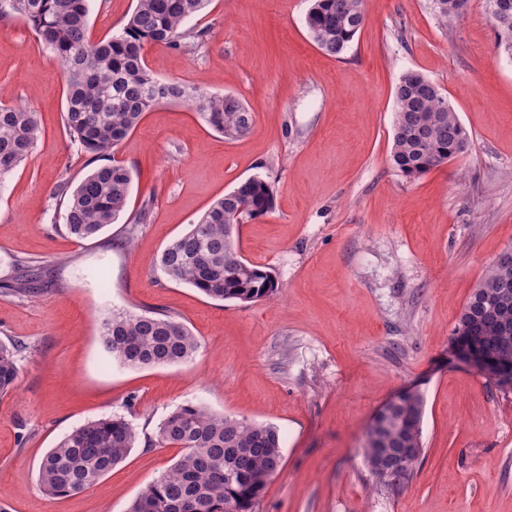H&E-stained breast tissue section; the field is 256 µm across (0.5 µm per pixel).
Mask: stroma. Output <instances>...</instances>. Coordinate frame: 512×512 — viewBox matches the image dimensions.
<instances>
[{"mask_svg":"<svg viewBox=\"0 0 512 512\" xmlns=\"http://www.w3.org/2000/svg\"><path fill=\"white\" fill-rule=\"evenodd\" d=\"M136 0H89L93 40L119 32ZM308 0H209L199 40L147 47L160 79L231 94L253 112L228 140L180 103L146 112L112 161L133 169L127 209L94 238L63 228V180L87 157L64 120L62 67L24 20L0 18V89L37 113L28 160L0 184V341L21 344L0 397V506L8 512H126L177 449L146 445L176 408L275 426L282 465L254 512H512V391L451 352L460 313L512 249V55L484 0L446 25L431 0H363L365 23L337 57L305 26ZM416 71L439 85L467 152L421 178L390 164L395 90ZM258 176L270 213L242 224L240 249L270 270L271 298L217 301L170 281L166 245L209 204ZM45 262L43 293L7 283ZM183 322L186 363L120 364L103 348L112 310ZM425 399L411 480L376 486L364 448L372 416L400 392ZM110 415L141 443L85 492L52 498L39 465L72 429Z\"/></svg>","mask_w":512,"mask_h":512,"instance_id":"1","label":"stroma"}]
</instances>
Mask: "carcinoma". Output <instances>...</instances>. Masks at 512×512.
Here are the masks:
<instances>
[{
  "instance_id": "1",
  "label": "carcinoma",
  "mask_w": 512,
  "mask_h": 512,
  "mask_svg": "<svg viewBox=\"0 0 512 512\" xmlns=\"http://www.w3.org/2000/svg\"><path fill=\"white\" fill-rule=\"evenodd\" d=\"M207 0H137L122 30L91 39L88 0H0V16L16 15L30 23L62 63L66 85V127L82 153L94 163L112 150L160 103L188 102L204 122L226 139L246 134L253 112L229 94H211L177 81L157 78L144 61L149 45L177 47L189 37L186 19ZM454 0H432L442 22L460 16ZM362 0H311L305 17L310 36L329 56L342 54L363 27ZM499 44L512 52V15L495 22ZM41 134L37 114L0 101V182L31 154ZM469 145L466 130L441 89L418 72H408L396 89L395 133L391 165L403 177L418 179L456 158ZM132 173L122 164L100 165L77 184L65 182L64 229L77 240L96 236L126 211ZM273 193L260 177L241 182L215 200L197 223L174 238L159 264L169 280L206 296L242 303L267 299L277 283L265 267L242 257L240 226L273 208ZM15 296L42 292L37 279L23 273L7 285ZM476 329L475 343L512 371V260L499 258L463 307L454 331ZM107 353L135 368L190 360L198 342L182 322L166 315L111 313L101 320ZM19 347L0 343V395L18 378ZM389 410L387 443L373 438L381 414L368 427L365 459L378 486L397 489L407 483L423 448V395L408 389ZM139 433L121 416L89 421L66 435L43 457L38 474L42 491L56 498L78 495L122 463ZM151 444L178 448L179 456L146 485L128 512H252L282 460L277 428L217 414L186 404L157 426Z\"/></svg>"
}]
</instances>
